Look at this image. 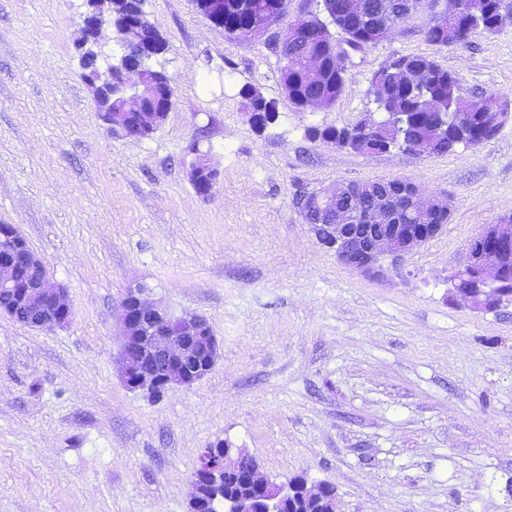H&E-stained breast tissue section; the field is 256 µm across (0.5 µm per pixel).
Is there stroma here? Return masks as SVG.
I'll return each instance as SVG.
<instances>
[{"label": "stroma", "instance_id": "1", "mask_svg": "<svg viewBox=\"0 0 512 512\" xmlns=\"http://www.w3.org/2000/svg\"><path fill=\"white\" fill-rule=\"evenodd\" d=\"M173 106L150 136L113 134L80 65L83 0H0V224L67 290L72 319L0 314V512H188L203 448L246 449L278 483L334 486L341 512H512V303L471 309L451 274L512 215V122L475 149L356 153L313 127L381 120L371 81L425 55L469 94L512 104L510 21L437 47L424 13L342 59L347 89L303 112L265 38H227L193 0H145ZM277 105L256 129L242 88ZM219 180L199 196L194 148ZM404 179L448 197L442 232L365 274L317 242L300 195ZM204 317L221 356L160 399L120 379L128 288Z\"/></svg>", "mask_w": 512, "mask_h": 512}]
</instances>
